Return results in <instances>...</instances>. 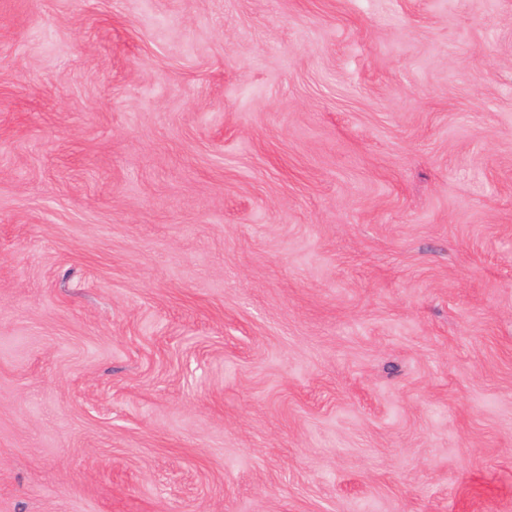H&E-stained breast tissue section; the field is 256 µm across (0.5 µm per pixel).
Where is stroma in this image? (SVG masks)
Masks as SVG:
<instances>
[{
  "label": "stroma",
  "mask_w": 512,
  "mask_h": 512,
  "mask_svg": "<svg viewBox=\"0 0 512 512\" xmlns=\"http://www.w3.org/2000/svg\"><path fill=\"white\" fill-rule=\"evenodd\" d=\"M0 512H512V0H0Z\"/></svg>",
  "instance_id": "1"
}]
</instances>
